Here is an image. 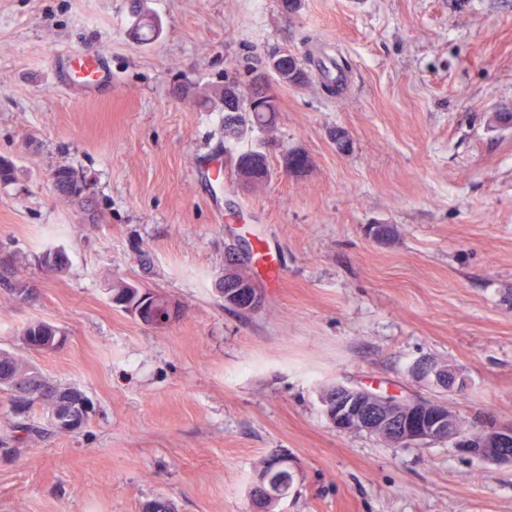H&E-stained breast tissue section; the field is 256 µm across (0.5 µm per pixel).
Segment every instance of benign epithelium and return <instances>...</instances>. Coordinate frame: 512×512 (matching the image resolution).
Returning <instances> with one entry per match:
<instances>
[{
  "mask_svg": "<svg viewBox=\"0 0 512 512\" xmlns=\"http://www.w3.org/2000/svg\"><path fill=\"white\" fill-rule=\"evenodd\" d=\"M268 76L275 83L282 78L301 71L299 60L287 51L280 52L267 66ZM310 160L302 151H292L284 166L291 172L308 168ZM224 305L240 312H252L263 304L262 296L250 281L237 275L236 265L224 270L221 285ZM141 323L155 329L169 326L178 316L175 303L155 292L143 291L138 302L125 308ZM411 376L428 385L462 387L466 380L454 368L430 359H421L411 368ZM42 386L31 383L16 386L12 391L13 406L25 409L36 399ZM320 401L330 424L339 432L367 433L377 435L385 441L401 447H411L436 441H446L453 450L471 459L491 464H511L512 422L491 421L479 431L465 430L458 426L457 415L447 405L431 400L405 399L382 396L371 391L338 385L323 391ZM86 417L83 399L74 394L63 397L61 407L50 414L49 422L59 428L77 429ZM293 472L288 456L272 454L267 458L265 471L251 488L256 512H263V502L272 495L273 484L282 480L284 474Z\"/></svg>",
  "mask_w": 512,
  "mask_h": 512,
  "instance_id": "7a95c632",
  "label": "benign epithelium"
}]
</instances>
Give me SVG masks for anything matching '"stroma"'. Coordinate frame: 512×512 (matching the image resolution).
<instances>
[{"mask_svg":"<svg viewBox=\"0 0 512 512\" xmlns=\"http://www.w3.org/2000/svg\"><path fill=\"white\" fill-rule=\"evenodd\" d=\"M281 50L311 80L278 86L274 129L238 143L272 171L249 191L223 107L181 91ZM511 107L512 0H0V350L89 405L81 429L20 443L0 390V512H253L274 453L297 471L273 512H512L511 465L341 433L319 401L342 384L512 422V127L493 121ZM63 166L80 195L56 189ZM50 249L63 272L41 270ZM233 252L258 311L224 306ZM119 280L177 320L115 307ZM36 322L65 343L27 349ZM422 358L466 387L416 381ZM141 323L155 329L169 326L178 316L175 303L155 292L143 291L138 302L123 309ZM60 333H62V335ZM46 336H52L53 339H55V336H63L59 347L65 342V335L63 331L57 326L46 322H37L28 325L22 334V340L27 347L30 348L32 344L37 343ZM57 341L58 337L53 344H51L49 340L43 339L38 346V351L48 352L55 350L54 347L56 346Z\"/></svg>","mask_w":512,"mask_h":512,"instance_id":"stroma-1","label":"stroma"}]
</instances>
